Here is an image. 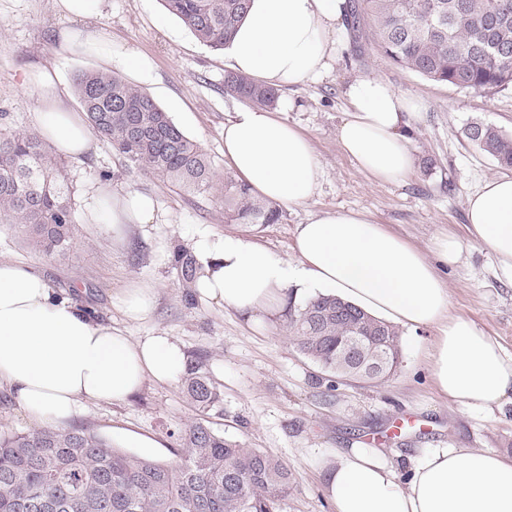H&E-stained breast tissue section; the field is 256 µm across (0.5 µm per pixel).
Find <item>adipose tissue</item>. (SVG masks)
Instances as JSON below:
<instances>
[{"mask_svg": "<svg viewBox=\"0 0 512 512\" xmlns=\"http://www.w3.org/2000/svg\"><path fill=\"white\" fill-rule=\"evenodd\" d=\"M345 0H250L224 48L231 68L274 88L326 78L338 59ZM58 50L120 60L134 79L153 76L136 49L114 54L112 38L61 31ZM40 108L35 124L57 153L89 155L92 134L83 113L71 111L57 69L25 71ZM344 95L351 110L339 140L359 169L396 183L414 168L406 130L413 101L386 82L366 77ZM224 158L267 202L296 206L320 190L321 167L310 140L264 108L246 107L224 122ZM91 220L122 238L130 225L160 223L156 200L127 189L87 192ZM470 241L485 245L500 279L512 283V176L482 181L466 199ZM295 262L246 237L206 235L195 245L198 291L250 322L279 315L289 294L322 291L410 330L435 329L425 362L436 390L464 411L512 403V357L470 319L452 313L437 262L460 260L463 244L435 240L425 255L360 212L325 213L295 229ZM185 369L180 346L166 335L135 340L100 321L73 297L55 292L37 270L0 258V387L12 391L28 415L62 426L90 402H121L146 382L175 381ZM324 492L334 512H512V458L493 451L441 445L391 465L380 448L336 452L324 464Z\"/></svg>", "mask_w": 512, "mask_h": 512, "instance_id": "obj_1", "label": "adipose tissue"}]
</instances>
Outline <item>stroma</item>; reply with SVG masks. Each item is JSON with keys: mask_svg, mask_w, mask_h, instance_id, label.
<instances>
[{"mask_svg": "<svg viewBox=\"0 0 512 512\" xmlns=\"http://www.w3.org/2000/svg\"><path fill=\"white\" fill-rule=\"evenodd\" d=\"M68 24L55 0H0V114L7 115L11 128L35 125L39 102L22 85L27 66H53L67 83L78 71L102 69L97 57L53 52L58 31ZM79 25L93 35H111L114 50L133 47L153 59V79L144 89L207 154L211 186L201 194L180 192L127 169L107 142L96 140L83 162L66 163L78 227L69 258L26 247L7 224H0V258L35 267L57 292L74 295L132 339L164 333L179 342L188 360H205L224 391L222 408L209 415L212 428L271 452L295 478L278 512H332L322 462L338 449L382 448L399 469L417 450L440 445L512 456V403L469 413L438 393L423 363L431 330L402 332V359L386 380H343L298 350L287 314L252 326L185 287L173 261L177 250L193 251L201 235L225 234L253 237L292 262L296 226L335 210L363 212L427 254L437 237L451 234L463 242L461 262L439 267L451 310L512 356V284L498 278L485 247L469 242L465 211L467 194L502 173L469 143L465 129L483 121L512 135V87L485 94L438 84L394 66L368 40H349L329 77L281 89L276 107L278 117L310 140L321 165L319 193L283 209L279 223L249 227L224 217V181L231 176L224 119L240 103L224 90L229 66L223 53L199 42L159 0H100ZM364 77L386 81L416 105L410 132L416 167L402 182L375 181L342 150L338 130L350 110L343 90ZM104 171L110 179H101ZM93 185L105 197L126 188L152 195L163 223L131 225L126 242H116L86 216L85 192ZM134 287L156 290L150 314L139 321L125 318L118 306L121 294ZM406 413L415 416V425L391 435L393 422ZM197 416L180 382L149 381L125 402L89 403L71 424L105 436L131 456L173 463L178 429ZM139 438L145 447H136Z\"/></svg>", "mask_w": 512, "mask_h": 512, "instance_id": "obj_1", "label": "stroma"}]
</instances>
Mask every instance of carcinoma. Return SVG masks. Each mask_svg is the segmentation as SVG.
I'll return each instance as SVG.
<instances>
[{
  "mask_svg": "<svg viewBox=\"0 0 512 512\" xmlns=\"http://www.w3.org/2000/svg\"><path fill=\"white\" fill-rule=\"evenodd\" d=\"M204 45L224 50L249 0H161ZM351 29L371 21L369 40L397 67L419 77L482 93L512 87V0H359L348 3ZM90 131L129 168L187 193L210 188L208 157L153 98L115 73L74 75ZM225 87L251 106L275 108L278 90L228 72ZM466 138L498 166L512 168V135L482 121ZM72 191L63 164L34 129H0V223L20 230L32 249L64 257L76 235ZM224 215L263 226L280 210L247 185L224 183ZM185 283L193 260L177 252ZM300 352L339 378L381 381L400 363L398 329L334 295L311 298L290 315ZM360 350L347 353L351 338ZM184 393L201 417L178 434L180 461L133 457L82 427L45 426L0 433V512H273L294 481L273 454L224 437L206 419L224 393L207 364H188Z\"/></svg>",
  "mask_w": 512,
  "mask_h": 512,
  "instance_id": "cac0c4a2",
  "label": "carcinoma"
}]
</instances>
